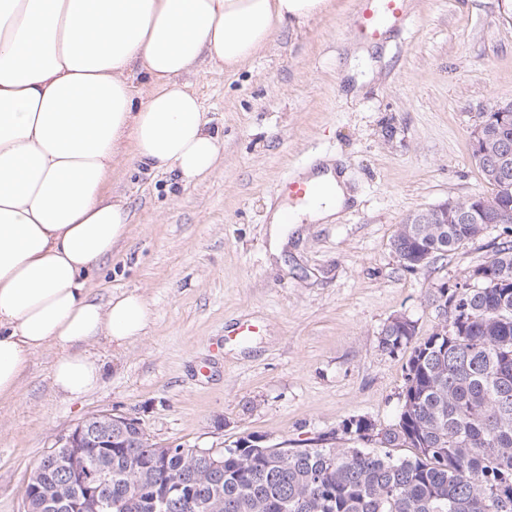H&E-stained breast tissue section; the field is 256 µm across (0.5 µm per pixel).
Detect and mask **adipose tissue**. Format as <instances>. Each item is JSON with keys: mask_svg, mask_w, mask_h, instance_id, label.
Segmentation results:
<instances>
[{"mask_svg": "<svg viewBox=\"0 0 512 512\" xmlns=\"http://www.w3.org/2000/svg\"><path fill=\"white\" fill-rule=\"evenodd\" d=\"M326 0H0V398L18 391L35 353L59 352L54 390L93 391L90 343L144 336L147 300L93 297L89 275L130 230L106 184L119 156L190 185L224 161L183 77L250 62L288 20ZM148 81L135 86V72ZM322 200L297 216L330 222L351 196L332 161L308 171Z\"/></svg>", "mask_w": 512, "mask_h": 512, "instance_id": "1", "label": "adipose tissue"}]
</instances>
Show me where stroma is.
<instances>
[{"label":"stroma","mask_w":512,"mask_h":512,"mask_svg":"<svg viewBox=\"0 0 512 512\" xmlns=\"http://www.w3.org/2000/svg\"><path fill=\"white\" fill-rule=\"evenodd\" d=\"M409 2L377 44L355 33L357 0H327L235 73L187 75L224 138L211 178L182 187L118 160L107 191L127 200L131 229L90 286L102 302L143 295L152 323L133 343L88 345L102 379L77 399L53 389L57 350L33 357L0 399V512H24L39 460L94 413H129L156 441L199 448L251 433L296 448L352 417L396 421L409 353L384 351L383 328L403 315L431 334L430 293L468 282L503 234L415 271L392 239L418 210L489 194L470 132L512 102V0ZM324 158L344 173L349 206L272 241L279 180ZM246 319L258 333L232 336Z\"/></svg>","instance_id":"obj_1"}]
</instances>
